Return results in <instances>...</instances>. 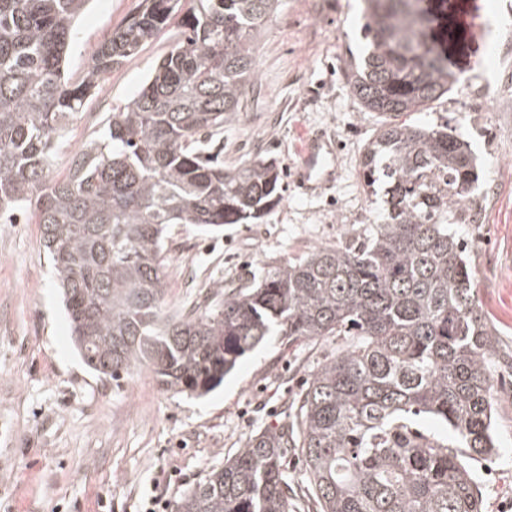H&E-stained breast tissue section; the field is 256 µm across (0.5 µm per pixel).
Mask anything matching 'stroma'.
Returning <instances> with one entry per match:
<instances>
[{
  "mask_svg": "<svg viewBox=\"0 0 512 512\" xmlns=\"http://www.w3.org/2000/svg\"><path fill=\"white\" fill-rule=\"evenodd\" d=\"M464 2L484 6L494 61L480 70L461 63L458 86L409 120L460 127L470 144L478 181L453 230L497 345L512 353V0ZM135 5L92 0L67 57L72 79ZM361 24L360 0H283L260 39L245 112L212 138L228 169L276 159L281 202L258 224L172 225L164 246L170 308L206 305L220 287L255 285L268 267L348 243L379 222L361 158L381 117L362 108L347 79ZM177 36L167 28L105 75L59 142L55 174L67 173L74 151L101 134L104 117L138 92ZM301 124L325 131L338 148L337 176L322 193L291 181ZM336 344L332 336L295 345L268 337L201 398L165 390L146 368L99 378L72 346L39 225L0 223V512H144L159 490L177 501L250 437L285 421ZM494 401L497 454L469 467L482 512H512V370L497 372Z\"/></svg>",
  "mask_w": 512,
  "mask_h": 512,
  "instance_id": "obj_1",
  "label": "stroma"
}]
</instances>
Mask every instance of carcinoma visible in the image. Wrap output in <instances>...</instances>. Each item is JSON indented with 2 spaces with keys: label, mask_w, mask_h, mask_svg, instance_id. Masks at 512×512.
<instances>
[{
  "label": "carcinoma",
  "mask_w": 512,
  "mask_h": 512,
  "mask_svg": "<svg viewBox=\"0 0 512 512\" xmlns=\"http://www.w3.org/2000/svg\"><path fill=\"white\" fill-rule=\"evenodd\" d=\"M90 0H0V219L31 212L85 365L114 378L149 368L203 397L270 336H334L288 406L175 503L174 512H292L285 470L298 456L317 512H481L466 464L497 452L493 333L455 211L475 185L463 135L399 120L458 83L428 0H363L364 45L348 83L383 117L362 171L381 221L357 240L270 267L254 288L169 312L171 224H255L280 202L278 167L224 169L202 133L237 119L258 77L257 40L282 0H137L82 77L66 73ZM179 36L141 90L112 108L105 135L53 175L57 143L104 78L172 20ZM432 418L448 429L420 428Z\"/></svg>",
  "instance_id": "carcinoma-1"
}]
</instances>
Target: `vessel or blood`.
I'll list each match as a JSON object with an SVG mask.
<instances>
[{
	"mask_svg": "<svg viewBox=\"0 0 512 512\" xmlns=\"http://www.w3.org/2000/svg\"><path fill=\"white\" fill-rule=\"evenodd\" d=\"M440 25L446 36L442 42L450 62L467 59L474 67L484 65L486 27L483 14L462 11L459 0H445ZM300 161L294 180L302 188L330 185L336 175V149L320 132L308 134L299 148Z\"/></svg>",
	"mask_w": 512,
	"mask_h": 512,
	"instance_id": "vessel-or-blood-1",
	"label": "vessel or blood"
}]
</instances>
